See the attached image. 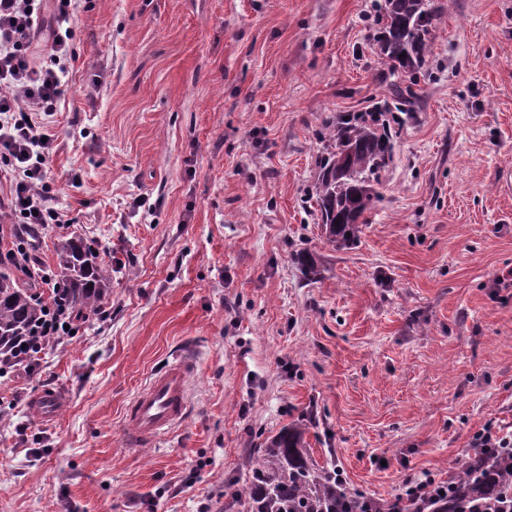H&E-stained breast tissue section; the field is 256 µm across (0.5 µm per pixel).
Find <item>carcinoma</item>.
Segmentation results:
<instances>
[{"mask_svg": "<svg viewBox=\"0 0 512 512\" xmlns=\"http://www.w3.org/2000/svg\"><path fill=\"white\" fill-rule=\"evenodd\" d=\"M446 4L431 0H385V22L374 37L379 64L391 75L421 69L432 51ZM394 109L410 112V88L391 86ZM375 107L340 115L326 128L325 152L314 172V191L326 242L338 249L359 237L364 215L380 201V173L393 162L394 138ZM58 284L69 310L82 320L97 312L112 285V269L80 237L56 247ZM44 302L0 273V362L18 351L42 316ZM307 425L295 423L268 436L245 461L244 483L224 485L227 512H417L408 498L370 500L350 493L339 470L315 464L307 448ZM428 512H512V447L473 448L456 463L448 496L429 500Z\"/></svg>", "mask_w": 512, "mask_h": 512, "instance_id": "1", "label": "carcinoma"}]
</instances>
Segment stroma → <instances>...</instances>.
<instances>
[{
  "label": "stroma",
  "instance_id": "obj_1",
  "mask_svg": "<svg viewBox=\"0 0 512 512\" xmlns=\"http://www.w3.org/2000/svg\"><path fill=\"white\" fill-rule=\"evenodd\" d=\"M384 0H83L48 126L67 221L112 268L111 315L0 380V512H224L259 435L389 500L512 436V0H455L349 248L311 191L326 121L386 102ZM313 255L307 280L294 256ZM189 416L130 448L131 399L176 353ZM61 391L52 418L29 402Z\"/></svg>",
  "mask_w": 512,
  "mask_h": 512
}]
</instances>
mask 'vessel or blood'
I'll return each mask as SVG.
<instances>
[{
  "mask_svg": "<svg viewBox=\"0 0 512 512\" xmlns=\"http://www.w3.org/2000/svg\"><path fill=\"white\" fill-rule=\"evenodd\" d=\"M194 372L195 363L190 357H177L133 397L127 408L131 429L124 436L128 445L156 441L184 422L189 380Z\"/></svg>",
  "mask_w": 512,
  "mask_h": 512,
  "instance_id": "1",
  "label": "vessel or blood"
}]
</instances>
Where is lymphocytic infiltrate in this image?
Masks as SVG:
<instances>
[{
	"label": "lymphocytic infiltrate",
	"mask_w": 512,
	"mask_h": 512,
	"mask_svg": "<svg viewBox=\"0 0 512 512\" xmlns=\"http://www.w3.org/2000/svg\"><path fill=\"white\" fill-rule=\"evenodd\" d=\"M44 0H0V162L13 175L9 218L16 229L12 248L0 251V264L26 268L34 242L29 228L64 221L48 181L52 144L47 124L64 95L63 75L71 58V22L79 0H53L54 26L41 54L32 46ZM64 297L46 302L19 361L38 364L49 343L64 338L72 324Z\"/></svg>",
	"instance_id": "lymphocytic-infiltrate-1"
}]
</instances>
